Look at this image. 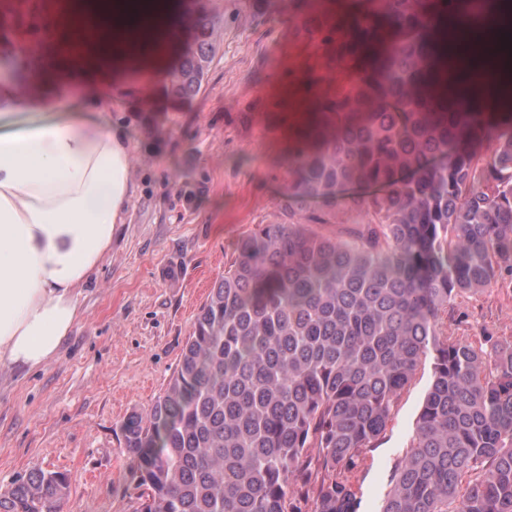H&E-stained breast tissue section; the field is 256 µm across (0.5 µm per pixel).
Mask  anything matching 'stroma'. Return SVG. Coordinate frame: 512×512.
<instances>
[{
	"instance_id": "obj_1",
	"label": "stroma",
	"mask_w": 512,
	"mask_h": 512,
	"mask_svg": "<svg viewBox=\"0 0 512 512\" xmlns=\"http://www.w3.org/2000/svg\"><path fill=\"white\" fill-rule=\"evenodd\" d=\"M218 16V40L199 93L180 99L167 72L151 82L153 111L112 107L131 146L133 193L112 250L83 288L80 318L43 369L0 371V488L39 468L65 474L63 512H135L121 424L147 409L176 368L194 320L238 240L276 215L288 179V139L267 110L303 75L312 46L298 39V0L258 12L237 0H183ZM467 322L512 335V288L465 299ZM428 387L418 374L358 475L363 512H380L392 467L408 446Z\"/></svg>"
}]
</instances>
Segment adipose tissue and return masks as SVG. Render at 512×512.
<instances>
[{
	"label": "adipose tissue",
	"mask_w": 512,
	"mask_h": 512,
	"mask_svg": "<svg viewBox=\"0 0 512 512\" xmlns=\"http://www.w3.org/2000/svg\"><path fill=\"white\" fill-rule=\"evenodd\" d=\"M98 34L60 51L15 26L0 37V115H39L20 131L0 132V369L35 370L57 357L79 318V296L112 249L131 186V152L123 126L107 115L115 101L139 96L135 77L158 73L174 40L157 37L168 0L128 12L103 0ZM438 85L455 87L452 108L490 117L506 113L512 72L474 68L479 41L449 26Z\"/></svg>",
	"instance_id": "ef3b65f1"
}]
</instances>
